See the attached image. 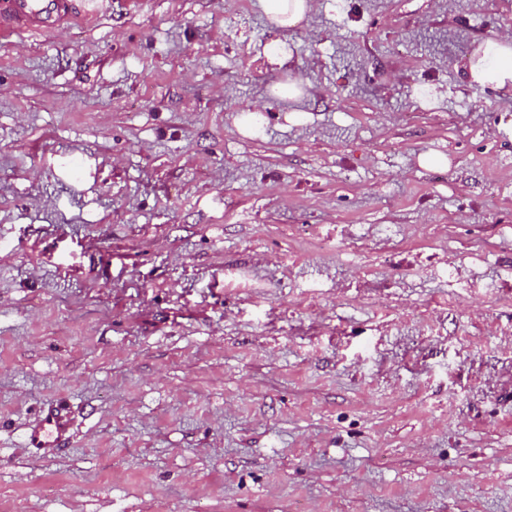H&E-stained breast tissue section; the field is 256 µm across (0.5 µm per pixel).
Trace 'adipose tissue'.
<instances>
[{
    "mask_svg": "<svg viewBox=\"0 0 512 512\" xmlns=\"http://www.w3.org/2000/svg\"><path fill=\"white\" fill-rule=\"evenodd\" d=\"M261 6L280 29L309 21L315 0H260ZM464 80L471 86H512V34H498L479 41L463 65Z\"/></svg>",
    "mask_w": 512,
    "mask_h": 512,
    "instance_id": "1",
    "label": "adipose tissue"
}]
</instances>
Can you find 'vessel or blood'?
I'll return each instance as SVG.
<instances>
[{"mask_svg": "<svg viewBox=\"0 0 512 512\" xmlns=\"http://www.w3.org/2000/svg\"><path fill=\"white\" fill-rule=\"evenodd\" d=\"M88 4L89 0H0V36L54 30L62 22L87 14ZM74 419L69 403L50 404L27 431L26 447L38 456L58 454L72 438Z\"/></svg>", "mask_w": 512, "mask_h": 512, "instance_id": "obj_1", "label": "vessel or blood"}]
</instances>
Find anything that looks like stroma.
<instances>
[{"label":"stroma","instance_id":"stroma-1","mask_svg":"<svg viewBox=\"0 0 512 512\" xmlns=\"http://www.w3.org/2000/svg\"><path fill=\"white\" fill-rule=\"evenodd\" d=\"M91 8L0 39V512H512V0ZM261 6L280 29H288L307 23L315 9L314 0H260ZM470 86H512V35L497 34L479 41L463 65ZM307 81L300 76H295L289 71L286 83H278L271 87L270 94L277 97H287L288 99L302 98L306 93ZM75 412L66 401H57L43 409L25 435V446L35 455L52 456L72 438Z\"/></svg>","mask_w":512,"mask_h":512}]
</instances>
